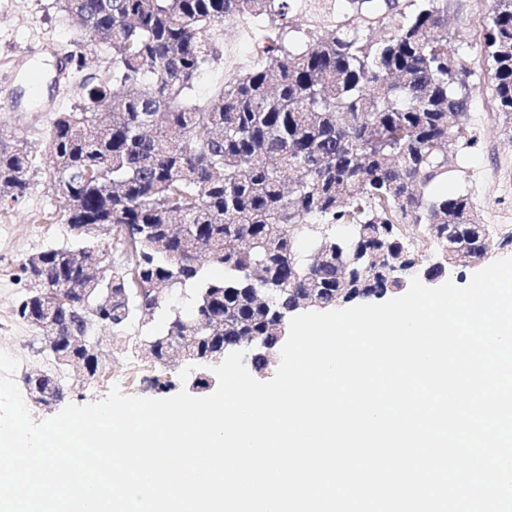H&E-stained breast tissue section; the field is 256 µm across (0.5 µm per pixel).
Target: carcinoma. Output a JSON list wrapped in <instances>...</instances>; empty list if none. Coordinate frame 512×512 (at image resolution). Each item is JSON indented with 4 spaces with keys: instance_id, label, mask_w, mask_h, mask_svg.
<instances>
[{
    "instance_id": "obj_1",
    "label": "carcinoma",
    "mask_w": 512,
    "mask_h": 512,
    "mask_svg": "<svg viewBox=\"0 0 512 512\" xmlns=\"http://www.w3.org/2000/svg\"><path fill=\"white\" fill-rule=\"evenodd\" d=\"M326 25H293L288 0H58L112 66L84 79L80 104L52 123L45 172L60 220L112 226L20 264L31 288H85L44 311L22 295L14 318L59 336L57 370L22 375L56 402L59 369L87 362L83 301L139 357L129 328L153 343L219 357L239 336H274L299 304L346 306L385 283L388 257L448 254L463 270L494 243L470 194L445 192L448 155L477 141L468 115L469 54L448 50V0H347ZM257 30L253 67L224 76L206 101L195 82L219 57L217 31ZM482 52L512 135V0H494ZM32 158L0 137V207L24 197ZM74 269L80 257L108 255ZM189 291L171 307L154 289Z\"/></svg>"
}]
</instances>
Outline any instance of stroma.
<instances>
[{
  "label": "stroma",
  "mask_w": 512,
  "mask_h": 512,
  "mask_svg": "<svg viewBox=\"0 0 512 512\" xmlns=\"http://www.w3.org/2000/svg\"><path fill=\"white\" fill-rule=\"evenodd\" d=\"M491 3L453 0L448 12L450 30L460 32L470 46V117L478 135L474 147L455 159L449 187L470 193L478 202L481 221L496 242L488 255L493 261L512 257V237L502 233L503 225L512 226V142L501 133L503 117L495 109L489 69L480 51ZM218 41L222 57L195 87L201 100L210 96L224 71L248 66L254 57L251 34L228 29ZM77 55L85 58L80 70L73 63ZM111 61L109 52L80 40L76 25L63 17L56 0H0V130L16 136L33 158L28 193L10 209L0 208V225H10L13 231L10 240H0V350L18 357L23 372L43 368L44 356L38 332L12 318L15 300L27 289L19 265L46 247L72 241L68 225L56 220L59 203L45 177L50 125L57 113L77 104L78 84ZM154 371L150 363L117 350L108 377L67 400L90 403L104 398L117 374L126 377L123 394L152 398L156 392L144 378Z\"/></svg>",
  "instance_id": "stroma-1"
}]
</instances>
